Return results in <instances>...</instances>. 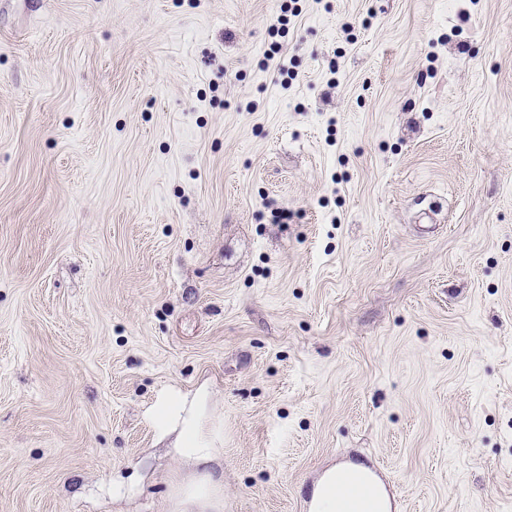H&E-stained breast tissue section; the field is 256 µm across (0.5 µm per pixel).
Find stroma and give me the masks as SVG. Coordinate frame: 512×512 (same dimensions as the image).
Masks as SVG:
<instances>
[{
  "instance_id": "obj_1",
  "label": "stroma",
  "mask_w": 512,
  "mask_h": 512,
  "mask_svg": "<svg viewBox=\"0 0 512 512\" xmlns=\"http://www.w3.org/2000/svg\"><path fill=\"white\" fill-rule=\"evenodd\" d=\"M174 391L223 512H512V0H0V512H171ZM205 411V394L187 402L181 395L173 393L158 406L155 413L158 424L164 429H180L175 447L177 456L200 467L210 462L216 449L213 448L212 436L204 429ZM335 470L336 467L327 471L316 483L311 498V510L313 512H336V498L344 496L345 486L328 483L329 477Z\"/></svg>"
}]
</instances>
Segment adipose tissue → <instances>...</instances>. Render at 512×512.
<instances>
[{
  "mask_svg": "<svg viewBox=\"0 0 512 512\" xmlns=\"http://www.w3.org/2000/svg\"><path fill=\"white\" fill-rule=\"evenodd\" d=\"M205 395L186 401L179 394H171L156 410L158 424L166 429L180 431L175 452L178 457L199 466L196 478L180 492L181 512H219L224 499V483L211 473L207 465L214 455L213 438L205 431Z\"/></svg>",
  "mask_w": 512,
  "mask_h": 512,
  "instance_id": "obj_1",
  "label": "adipose tissue"
}]
</instances>
